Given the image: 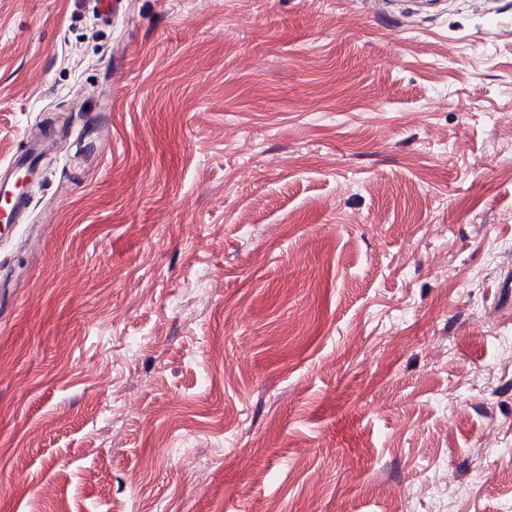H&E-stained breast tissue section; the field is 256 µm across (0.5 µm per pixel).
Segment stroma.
<instances>
[{
    "instance_id": "35a3bbf8",
    "label": "stroma",
    "mask_w": 512,
    "mask_h": 512,
    "mask_svg": "<svg viewBox=\"0 0 512 512\" xmlns=\"http://www.w3.org/2000/svg\"><path fill=\"white\" fill-rule=\"evenodd\" d=\"M0 512H512V0H0Z\"/></svg>"
}]
</instances>
